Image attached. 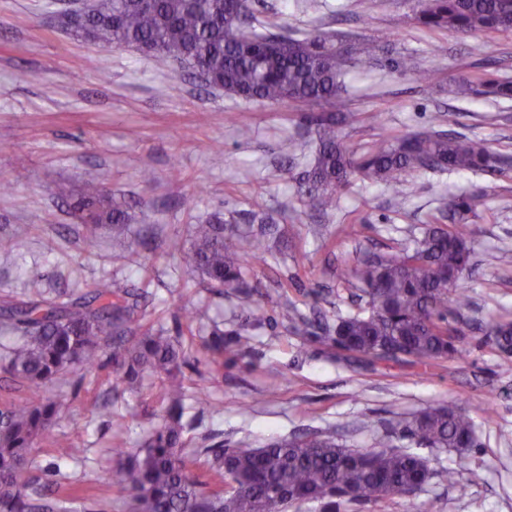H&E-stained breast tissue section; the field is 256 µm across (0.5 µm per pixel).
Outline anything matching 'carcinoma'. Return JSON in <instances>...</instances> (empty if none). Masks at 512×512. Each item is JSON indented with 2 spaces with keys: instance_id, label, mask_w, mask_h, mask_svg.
<instances>
[{
  "instance_id": "carcinoma-1",
  "label": "carcinoma",
  "mask_w": 512,
  "mask_h": 512,
  "mask_svg": "<svg viewBox=\"0 0 512 512\" xmlns=\"http://www.w3.org/2000/svg\"><path fill=\"white\" fill-rule=\"evenodd\" d=\"M419 24L450 35L512 30V0H424ZM74 32L103 47H133L160 53L182 67L202 71L208 85L230 96L301 105L326 104L304 121L316 126L317 151L307 175L306 208L327 213L336 192L360 175L398 190L410 171H495L507 160L495 155L486 139L426 130L393 137L362 154L349 151L336 128L345 106L342 75L347 68L378 61L377 45L348 44L324 35L297 37L262 32L250 7L236 0H93L89 17ZM448 93L512 100V80L470 82L448 79ZM481 192L448 197V223L428 224L414 246L399 254L363 259L354 277L365 287L368 310L339 319L330 340L336 348L378 359L393 350L413 364L458 353L448 302L470 304L464 276L471 271L472 246L466 227ZM80 224L112 226L121 235L134 217L112 202L104 183L93 179L72 203ZM275 226L243 229L216 214L191 228L190 243L168 239L167 251L215 288L233 291L246 318L257 309L240 261L268 253ZM26 299L0 300V330L19 332L0 368L32 398L23 405L0 403V512H81L74 485L58 484L48 497L28 493L24 473L35 441L51 426L59 404L34 398L49 386L100 367L99 352L110 349L124 379L145 375L163 379L167 401L161 423L135 453L111 449L114 473L128 493V512H300L321 503L322 512H341L350 504H378L403 495L414 505L433 477L429 460L401 450L393 438L415 448L453 449L462 454L477 446L473 419L464 408L433 405L373 435L372 448H348L320 433L275 439L260 448L219 445L211 454L209 474L193 468L183 437L182 406L186 390L178 380L181 348L161 329L142 323V295L112 289L105 282L67 298L46 297L41 280L25 282ZM280 315L297 336L313 335L314 321L295 306L281 304ZM58 459L83 460L85 449L73 440L55 442ZM479 479L475 471L461 478L448 468V484L462 495Z\"/></svg>"
}]
</instances>
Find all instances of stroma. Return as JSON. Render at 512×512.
I'll list each match as a JSON object with an SVG mask.
<instances>
[{
  "label": "stroma",
  "instance_id": "obj_1",
  "mask_svg": "<svg viewBox=\"0 0 512 512\" xmlns=\"http://www.w3.org/2000/svg\"><path fill=\"white\" fill-rule=\"evenodd\" d=\"M417 6V0L251 2L259 23L276 31L369 39L380 45L381 58L407 56L415 68L437 69L444 78L512 79V31L453 36L418 24ZM367 14L374 18L369 28L362 25ZM477 42L484 51L475 56L469 48ZM345 84L338 134L355 152L431 128L485 138L512 159V100L453 101L438 86L418 83L413 71L385 66L349 69ZM302 112L288 102L226 95L176 71L162 55L101 49L62 26L53 0H0V182L10 185L0 191V295L21 296L33 275L53 296L77 280L144 290L146 323L184 345L182 422L197 472L209 467L208 448L223 442L257 448L274 437L321 432L367 449L389 424L432 404H455L473 419L480 445L463 458L452 450L430 452L435 475L415 512H512V355L487 335L493 321L512 319V170H421L406 176L399 194L355 176L335 209L318 215L299 192L316 147ZM243 114L252 121L248 139L237 133ZM291 138L298 143L292 160L281 152ZM146 170L152 181L142 180ZM102 172L113 199L145 221L150 273L127 259L111 230L87 237L58 197L62 190L77 197ZM476 187L483 196L469 218L474 268L465 278L472 304L452 322L458 355L422 366L372 361L336 352L323 332L301 339L281 321L286 301L330 327L366 309L352 275L359 260L412 246L425 225L441 222L449 195ZM217 212L242 226L269 216L284 232L271 253L243 263L259 302L249 319L234 295L208 287L165 252L168 237H189L192 225ZM21 228L29 244L17 254L6 242ZM202 305L208 317L200 333L186 335ZM216 333L232 351L219 366L204 352ZM100 363L60 388L64 406L31 448L25 477L41 492L64 478L84 487V512H123L127 494L108 450L115 443L132 452L142 446L163 414V385L153 377L123 382L108 351ZM201 384L210 392L206 405L196 399ZM67 438L84 448V463L57 458L52 443ZM457 465L483 474L464 497L446 476Z\"/></svg>",
  "mask_w": 512,
  "mask_h": 512
}]
</instances>
